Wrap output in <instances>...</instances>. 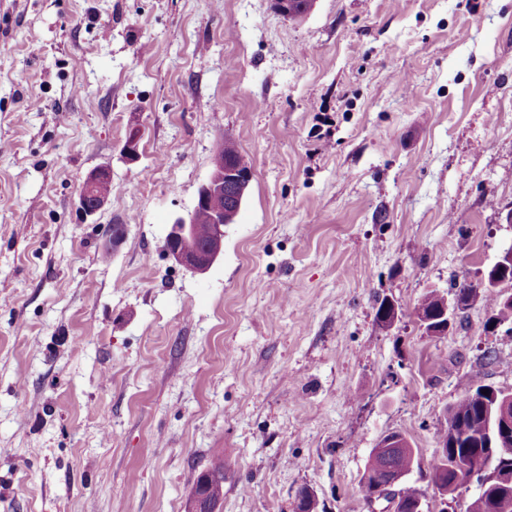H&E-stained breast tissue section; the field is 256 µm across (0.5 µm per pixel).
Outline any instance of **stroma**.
<instances>
[{
	"mask_svg": "<svg viewBox=\"0 0 512 512\" xmlns=\"http://www.w3.org/2000/svg\"><path fill=\"white\" fill-rule=\"evenodd\" d=\"M228 140L253 179L196 275L163 242ZM511 207L512 0H0V512H186L217 453L220 512H372L392 432L437 512L445 410L512 391V335L415 305ZM111 179L107 168H97L92 170L85 178L81 191L79 193L78 209L81 214L88 219L94 216L106 203L108 196L112 194V183L102 184L97 192L98 186Z\"/></svg>",
	"mask_w": 512,
	"mask_h": 512,
	"instance_id": "35a3bbf8",
	"label": "stroma"
}]
</instances>
